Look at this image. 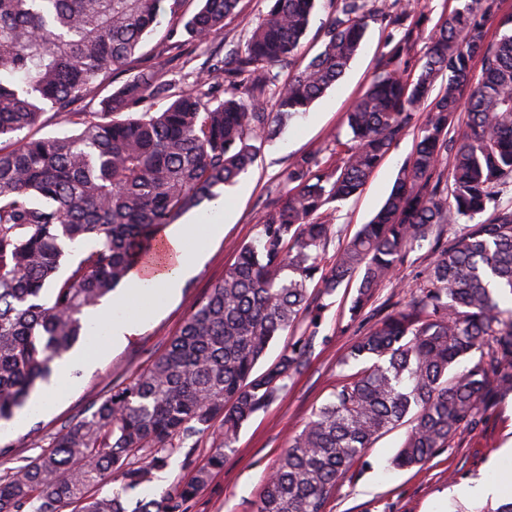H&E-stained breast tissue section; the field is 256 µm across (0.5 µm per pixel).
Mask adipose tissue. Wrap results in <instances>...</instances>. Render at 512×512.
<instances>
[{"label":"adipose tissue","instance_id":"ef3b65f1","mask_svg":"<svg viewBox=\"0 0 512 512\" xmlns=\"http://www.w3.org/2000/svg\"><path fill=\"white\" fill-rule=\"evenodd\" d=\"M227 215L223 201L213 202L207 213L188 223L168 225L161 232L165 256L132 270L122 291L113 296L107 310L90 311L86 320L101 336L61 364L50 382L31 400L34 409L48 407L64 394L73 369L99 360L109 346L125 343L175 297L184 282L196 275L206 259L208 241L224 234Z\"/></svg>","mask_w":512,"mask_h":512}]
</instances>
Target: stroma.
Segmentation results:
<instances>
[{"label": "stroma", "mask_w": 512, "mask_h": 512, "mask_svg": "<svg viewBox=\"0 0 512 512\" xmlns=\"http://www.w3.org/2000/svg\"><path fill=\"white\" fill-rule=\"evenodd\" d=\"M266 9V0H240L236 15L228 19L223 34L204 46V53L223 49L226 41L241 39ZM386 37V29L370 24L357 55L336 86L306 113L294 117L280 135L261 141L254 165L225 192L232 217L224 224L223 236L209 243L203 267L184 284L180 295L167 302L126 343L108 349L95 364L72 370L68 392L62 399L35 417L26 418L17 431L0 435V446L6 450L0 456V475L48 449L62 428L74 423L112 388L128 384L151 366L167 341L180 331L193 300L205 296L234 263L236 246L256 236L267 195H286L284 174L290 158L326 149L333 136L346 134V114L372 79ZM415 144V132H407L373 171L362 192L338 203L328 257H335L337 250L379 210ZM429 260L427 250L412 252L396 270L392 283L378 289L357 322L348 319L351 289L342 287L334 295L321 298L322 322L299 371L291 377L280 399L243 425L232 452L224 459L223 470L189 503L187 512H253L266 476L290 439L301 431L312 411L329 399L341 376L354 373V366L341 363L346 350L377 317L412 300ZM36 422L41 432L35 437L30 429ZM404 436L405 430L400 427L377 439L337 483L325 512H496L503 501L512 499L511 489L480 501L443 496L448 486L481 477L493 459H501L504 466L512 468V395L491 399L476 429L462 430L424 465L391 469L389 461ZM216 438V433L210 432L177 444L166 466L170 482H177L202 465Z\"/></svg>", "instance_id": "stroma-1"}]
</instances>
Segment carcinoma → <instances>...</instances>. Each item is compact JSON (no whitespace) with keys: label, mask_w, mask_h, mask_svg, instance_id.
I'll return each instance as SVG.
<instances>
[{"label":"carcinoma","mask_w":512,"mask_h":512,"mask_svg":"<svg viewBox=\"0 0 512 512\" xmlns=\"http://www.w3.org/2000/svg\"><path fill=\"white\" fill-rule=\"evenodd\" d=\"M267 2L245 37L177 92L140 53L161 17L177 20L165 48L185 67L223 34L240 0H199L190 15L186 0H0V141L18 142L0 148V423L87 338L86 312L155 254L162 228L233 186L260 138L333 87L369 23L391 27L388 50L346 114L349 138H334L325 157L290 160L288 195L266 200L257 236L237 247L164 353L51 449L1 475L0 512H184L312 349L311 332L257 373L277 336L305 319L319 324L310 286L331 296L356 282L354 322L425 245L431 261L412 302L348 348L342 364L364 367L293 436L255 512H324L340 477L382 435L407 425L391 465H422L478 425L489 394L512 392V307L500 305L512 300V15L500 14V0H456L420 49L429 18L406 0H333L320 51L284 79L318 0ZM114 73L129 78L99 111H77ZM48 109L74 129L20 137ZM461 110L458 140L451 129ZM412 128L414 151L384 204L326 261L334 203L359 195ZM217 424L222 437L204 464L129 507L125 496L154 481L174 440ZM151 448L149 460L131 464ZM111 478L120 482L112 495L90 492Z\"/></svg>","instance_id":"1"}]
</instances>
